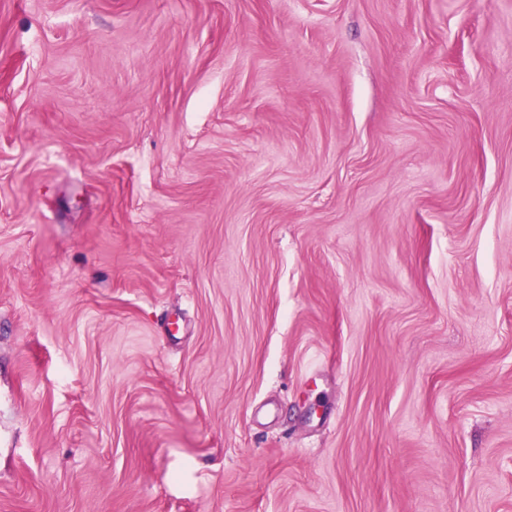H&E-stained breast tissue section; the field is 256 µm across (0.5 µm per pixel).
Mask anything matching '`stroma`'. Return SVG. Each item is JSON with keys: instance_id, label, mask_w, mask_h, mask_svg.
Returning a JSON list of instances; mask_svg holds the SVG:
<instances>
[{"instance_id": "1", "label": "stroma", "mask_w": 512, "mask_h": 512, "mask_svg": "<svg viewBox=\"0 0 512 512\" xmlns=\"http://www.w3.org/2000/svg\"><path fill=\"white\" fill-rule=\"evenodd\" d=\"M0 512H512V0H0Z\"/></svg>"}]
</instances>
